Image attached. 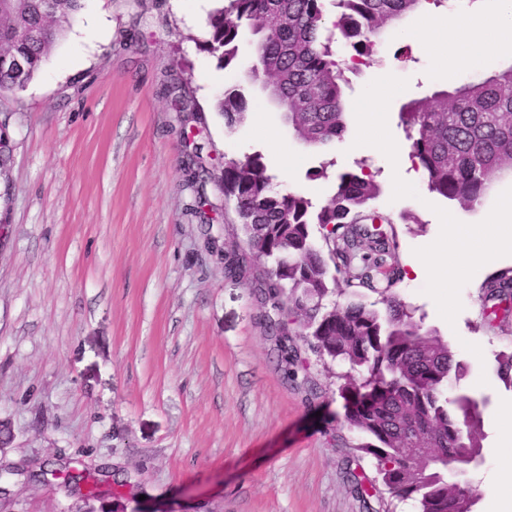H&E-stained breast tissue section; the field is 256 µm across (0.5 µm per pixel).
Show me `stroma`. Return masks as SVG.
<instances>
[{
  "label": "stroma",
  "mask_w": 512,
  "mask_h": 512,
  "mask_svg": "<svg viewBox=\"0 0 512 512\" xmlns=\"http://www.w3.org/2000/svg\"><path fill=\"white\" fill-rule=\"evenodd\" d=\"M217 6L84 0L43 70L24 89L0 92V130L12 147L0 176V421L13 434L0 451V512H416L413 501L352 482L378 473L344 419L339 376L348 364L321 359L294 322L300 360L284 374L257 298L264 260L245 245L216 180L187 185L193 156L217 173L225 159L255 152L276 191L316 203L359 164L375 172L380 192L369 208L388 217L384 230L398 242L395 290L464 365L457 391L483 403V464L473 481L512 489V447L500 442L512 387L496 373L499 352L512 349V317L482 320L492 273L478 270L463 287L451 324L424 294L425 279L409 274L415 248L439 234L435 207L480 222L512 174L465 209L407 168L418 195L395 201L379 150H353L348 134L306 146L255 89L245 88L263 130L248 121L226 128L218 103L245 87L252 38L242 34L236 63L222 67L204 46ZM419 20L411 13L371 64L348 72L345 88L350 107L375 78L408 79L388 112L402 144L404 103L453 90L464 73L512 65V52L477 54L449 71L405 38ZM90 24L88 39L81 28ZM179 85L194 111H182ZM330 159L328 178L310 179ZM61 462L110 481V495L88 501L52 478ZM15 467L49 474L27 481Z\"/></svg>",
  "instance_id": "stroma-1"
}]
</instances>
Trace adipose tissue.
<instances>
[{
	"mask_svg": "<svg viewBox=\"0 0 512 512\" xmlns=\"http://www.w3.org/2000/svg\"><path fill=\"white\" fill-rule=\"evenodd\" d=\"M422 22L415 37L426 44L453 36L455 46L448 56L452 69L469 63L476 51L488 53L512 46V0H498L494 11L473 13L463 19L426 11Z\"/></svg>",
	"mask_w": 512,
	"mask_h": 512,
	"instance_id": "1",
	"label": "adipose tissue"
}]
</instances>
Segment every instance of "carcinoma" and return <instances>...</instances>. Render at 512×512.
<instances>
[{
    "mask_svg": "<svg viewBox=\"0 0 512 512\" xmlns=\"http://www.w3.org/2000/svg\"><path fill=\"white\" fill-rule=\"evenodd\" d=\"M0 0V51L17 55L24 70L0 68V90H22L41 71L82 9L83 0ZM445 0H336L331 22L324 0H227L209 15L207 50L230 66L245 29L254 37L257 67L245 80L265 79L266 94L283 110L295 137L310 146H327L346 132L345 71L355 70L377 51L389 29L424 4ZM349 50L342 59L336 40ZM231 129L246 119L248 102L240 90L220 103ZM411 141V158L422 169L428 190L465 208L477 205L504 172H512V66L489 76L469 78L453 93L439 92L413 101L399 112ZM274 176L260 153L224 161V197L245 232L248 247L270 264L264 304L303 321L313 350L343 360L341 393L345 421L366 437L358 450L376 460L382 484L392 498L413 499L419 512H476L478 496L469 479L448 478V463L463 460L475 469L484 439L479 402L465 393L448 396V383L460 380L463 365L443 336L391 291L396 246L372 227L333 232L363 221L391 220L367 207L379 193L372 172L338 177L337 190L316 205L299 192L274 190ZM331 245L323 252L314 227ZM372 265L367 285L382 296L384 308L362 301L327 303L344 296L336 274L355 280L359 261ZM512 288V269L494 276L482 289V317L492 322L508 312L493 298ZM278 337L277 356L284 369L298 362L281 320L265 319ZM498 376L512 386V350L498 355Z\"/></svg>",
    "mask_w": 512,
    "mask_h": 512,
    "instance_id": "cac0c4a2",
    "label": "carcinoma"
}]
</instances>
